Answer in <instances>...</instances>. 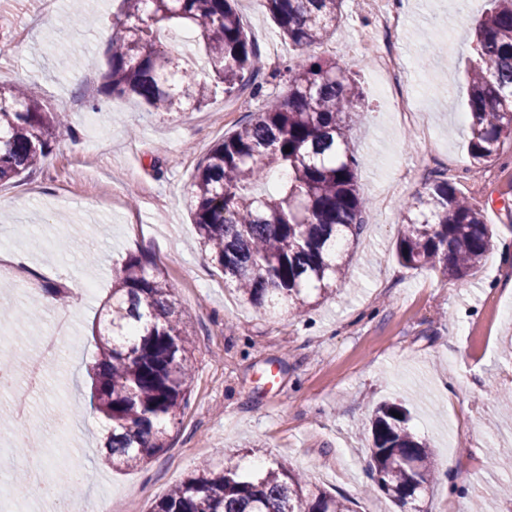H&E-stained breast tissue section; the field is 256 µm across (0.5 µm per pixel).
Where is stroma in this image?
<instances>
[{
	"label": "stroma",
	"instance_id": "stroma-1",
	"mask_svg": "<svg viewBox=\"0 0 512 512\" xmlns=\"http://www.w3.org/2000/svg\"><path fill=\"white\" fill-rule=\"evenodd\" d=\"M120 0H0V83L27 87L72 132L39 168L0 186V252L26 253L30 268L0 264V324L9 329L13 373L38 353L46 330L63 324L65 339L45 365L27 418L0 432V482L25 475L15 453L31 446L58 488L68 472L87 471L84 493L99 512H148L153 502L201 461L246 466L278 461L352 500L355 512H394L366 493L370 451L364 426L383 400L403 401L411 430L434 446L438 480L423 512H505L512 484V146L488 163L469 155L465 72L472 27L490 0H403L397 34L405 62L403 91L421 124L394 112L379 89L374 0H345L343 18L324 43L296 50L278 36L258 0H238L245 29L266 68L259 94L213 96L207 105L160 116L129 98L103 95L109 42ZM80 10V33L58 24ZM440 44L432 52L426 40ZM71 42L73 54L55 46ZM346 63L364 92L365 110L350 136L359 160L357 185L368 200L366 226L349 249L340 291L302 316L265 314L248 304L197 243L192 180L209 150L252 119L269 96L288 91L283 63L296 54ZM479 205L497 233L492 250L465 286L441 274L400 266L395 243L400 206L433 175ZM163 271L191 334L190 398L170 428V446L137 469L102 465L106 425L90 403L89 370L99 356V308L129 255ZM58 284L67 304L42 309L39 321L18 314L28 289ZM496 449L487 462L488 449ZM459 486L449 496V486Z\"/></svg>",
	"mask_w": 512,
	"mask_h": 512
}]
</instances>
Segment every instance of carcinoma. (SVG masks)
Wrapping results in <instances>:
<instances>
[{"mask_svg":"<svg viewBox=\"0 0 512 512\" xmlns=\"http://www.w3.org/2000/svg\"><path fill=\"white\" fill-rule=\"evenodd\" d=\"M234 0H122L114 26L107 95L130 96L151 111L202 107L221 90L259 89L258 50ZM280 36L303 48L336 32L343 0H260ZM190 31L203 66L183 61L167 41ZM288 96L224 135L198 167L193 213L200 244L257 309L285 306L299 316L308 298L337 290L346 251L363 226L367 200L356 181L349 132L364 94L347 67L299 56L285 66ZM469 154L477 163L512 143V0H492L477 21L467 71ZM70 132L28 90L0 86V182L28 174ZM290 152H285V147ZM400 264L462 285L493 247L495 230L451 181L437 176L401 204ZM105 336L92 374L95 410L107 424L108 465L147 464L167 448L168 426L188 406L190 340L162 271L131 255L103 306ZM400 417L393 416V413ZM409 411L383 401L370 422L369 479L392 504L413 506L437 479L430 445L410 432ZM150 512H351L350 500L274 462L256 472L204 464L170 489Z\"/></svg>","mask_w":512,"mask_h":512,"instance_id":"obj_1","label":"carcinoma"}]
</instances>
